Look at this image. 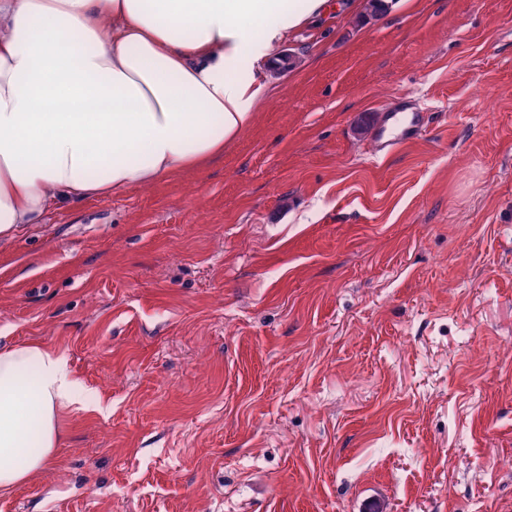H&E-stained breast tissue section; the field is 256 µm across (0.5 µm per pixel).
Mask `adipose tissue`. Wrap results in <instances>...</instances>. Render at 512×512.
<instances>
[{
  "mask_svg": "<svg viewBox=\"0 0 512 512\" xmlns=\"http://www.w3.org/2000/svg\"><path fill=\"white\" fill-rule=\"evenodd\" d=\"M327 4L0 0V234L221 156L264 62ZM80 391L58 350H0V494L54 458Z\"/></svg>",
  "mask_w": 512,
  "mask_h": 512,
  "instance_id": "adipose-tissue-1",
  "label": "adipose tissue"
}]
</instances>
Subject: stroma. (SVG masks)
Listing matches in <instances>:
<instances>
[{
  "instance_id": "1",
  "label": "stroma",
  "mask_w": 512,
  "mask_h": 512,
  "mask_svg": "<svg viewBox=\"0 0 512 512\" xmlns=\"http://www.w3.org/2000/svg\"><path fill=\"white\" fill-rule=\"evenodd\" d=\"M280 52L222 157L0 236V348L94 396L0 512H512V0ZM375 153H387L415 140L424 127L423 112H376L372 114Z\"/></svg>"
}]
</instances>
